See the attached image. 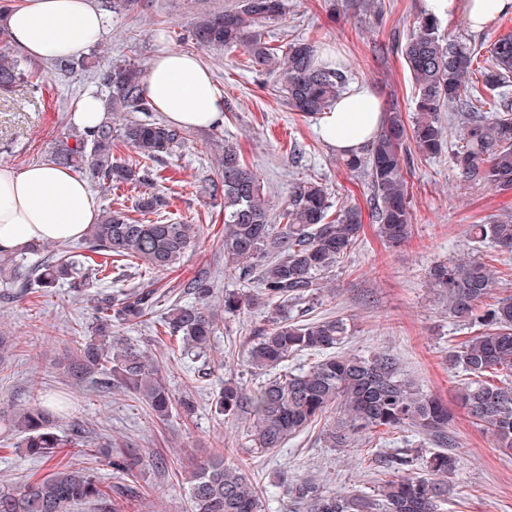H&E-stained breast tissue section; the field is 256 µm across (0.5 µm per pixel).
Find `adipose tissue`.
Here are the masks:
<instances>
[{
  "mask_svg": "<svg viewBox=\"0 0 512 512\" xmlns=\"http://www.w3.org/2000/svg\"><path fill=\"white\" fill-rule=\"evenodd\" d=\"M426 13L443 19L462 14L481 31L512 11V0H424ZM105 14L92 0H15L0 14V28L30 58L71 57L93 47L105 28ZM145 85L156 111L179 127H211L222 122L224 97L209 70L187 52H164L151 62ZM382 112L373 88L351 84L332 109L320 114L321 140L339 154L360 152L381 127ZM99 217L85 179L51 162L22 169L0 166V249L20 250L43 241L81 238Z\"/></svg>",
  "mask_w": 512,
  "mask_h": 512,
  "instance_id": "ef3b65f1",
  "label": "adipose tissue"
}]
</instances>
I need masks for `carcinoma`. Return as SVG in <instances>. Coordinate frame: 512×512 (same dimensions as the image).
<instances>
[{
	"label": "carcinoma",
	"instance_id": "carcinoma-1",
	"mask_svg": "<svg viewBox=\"0 0 512 512\" xmlns=\"http://www.w3.org/2000/svg\"><path fill=\"white\" fill-rule=\"evenodd\" d=\"M287 0H240L231 9L196 17L189 36L204 47H241L252 66L275 78L291 111L303 117L319 115L336 103L348 83L344 62L321 57L313 39H293L281 45L265 37L260 27L286 15ZM401 56L416 87V117L407 127L394 107L383 110L380 130L360 154L342 157L347 170L367 177L369 209L379 236L398 245L411 235L408 190L412 151L438 154L447 143L441 113H460L459 146L454 162L469 182L497 191H512V35L494 42L488 56L442 36L438 21L426 14L416 18L401 47ZM33 72L18 53L0 51V96H8ZM110 112H121L119 124L103 121L83 131L74 146L55 151L53 163L85 170L109 188L145 181L149 161L170 156L186 145L185 133L152 117L144 70L131 60H119L99 75ZM492 115H487V112ZM119 140L133 156L112 158ZM224 199V270L243 278L256 276L260 295L275 306V317L254 329L246 362L272 376L247 389L226 381L213 392L215 412L227 419L252 417L246 446L272 451L306 430L331 409L337 420L327 427L330 448H345L354 435L372 441L396 429L424 434L440 443L421 458L419 471L384 481L372 496L326 494L314 479L295 484L292 492L308 512H439L448 497V479L457 458L446 438L452 419L448 406L416 389L394 357L343 354L345 324L330 317L293 322L288 309L315 299L328 274L351 252L364 229L361 208L341 206L330 217L332 201L316 180L294 184L288 205L272 216L256 171L246 165L236 147L224 145L220 183L208 186ZM167 198L144 191L137 199L142 215H160ZM200 232L197 224L143 220L135 222L119 210L105 212L89 226L83 240L61 246L33 244L24 252L0 251V281L17 297L32 288L49 291L66 286L92 302V318L80 347L64 365L72 383L95 391L117 389L133 395L165 420L174 402L193 410L191 393L177 399L163 369L147 350L112 335V323L138 325L152 314L153 289L128 293L100 292L102 266L87 264L85 253L110 259L115 276L137 267L164 273L180 262ZM473 249L487 243L512 252V220L472 224ZM433 287L448 297V316L474 331L448 349V368L462 375L458 398L476 425L490 432L500 447L512 450V294L495 296L498 276L476 258L442 261L429 272ZM193 296L190 304H173L162 319L164 333L178 341L180 353L207 358L216 326L208 303L214 286L205 272L181 284ZM255 301L246 292H224V313L236 316ZM307 354L315 360L304 369L288 367V358ZM65 413L61 401L38 403L12 412L9 429L20 438L25 453L51 464L48 474L17 487L0 490V512H75L89 505L95 512H112V488L94 469L56 462L67 444L88 446L82 425L70 434L56 429ZM94 458L118 474L131 475L142 457L107 443L91 449ZM192 512H259L258 488L243 468L217 452L195 463L185 477Z\"/></svg>",
	"mask_w": 512,
	"mask_h": 512
}]
</instances>
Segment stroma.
<instances>
[{
  "instance_id": "obj_1",
  "label": "stroma",
  "mask_w": 512,
  "mask_h": 512,
  "mask_svg": "<svg viewBox=\"0 0 512 512\" xmlns=\"http://www.w3.org/2000/svg\"><path fill=\"white\" fill-rule=\"evenodd\" d=\"M93 2L107 12L104 34L89 50L95 69L123 59L146 67L159 52H191L209 68L224 96L220 128L186 129L185 147L148 165L153 190L170 199L167 219L201 225L194 247L172 271L157 276L139 268L121 283L126 290L156 289L162 296L154 310L159 317L174 298L171 286L199 270L208 271L215 288L212 308L217 323L210 369L207 376H200V363L158 345L152 323L114 324L115 335L156 356L173 394H192L191 416L176 408L168 421H158L145 403L127 393L92 392L68 383L62 364L82 340L78 326L90 321L86 300L65 288L1 298L0 332L14 337L17 348L8 367L0 368V411L65 392L73 406L68 417L59 420L60 431L76 421L93 442L163 457L166 470L148 463L134 471L129 483L136 492L115 498L117 512H191L183 490L184 466L188 457L216 450L251 476L259 489L261 512H306L305 505L285 489L304 477L315 479L329 493L375 494L395 474L391 457L415 453L418 437L397 431L378 445L358 438L350 447L330 448L323 439L335 418L330 412L284 447L254 454L242 446L247 418L227 420L215 413L211 392L220 383L232 380L248 388L259 383V375L250 372L242 359L254 329L267 322L273 309L259 303L236 316L225 314V291L245 288L246 283L224 269V203L204 191L221 179L219 157L227 142L263 179L276 211L287 204L295 182L310 177L327 187L334 205L368 206L367 179L339 163L336 152L321 140L316 119L291 112L274 92L272 78L256 71L243 50L205 48L189 38L198 10L224 9L236 0H145L143 11L129 15L110 12L109 0ZM367 2L362 8L353 0H288L286 17L267 29L279 38H313L338 52L350 82L368 83L380 103L396 102L404 118L412 119L414 85L396 49L409 37L423 0ZM439 31L444 37L486 48L512 34V12L498 16L481 32L471 31L457 14L440 20ZM30 66L40 73V86L19 93L16 101H0V165L17 169L48 160L73 133L70 117L81 98L101 93L95 70L64 75L47 61L34 60ZM409 185L413 229L408 241L386 247L374 223L365 222L360 242L330 274L319 300L294 307L290 316L297 321L321 316L343 320L348 328L343 352L393 355L421 391L448 405L453 414L448 435L456 445L458 468L440 512H512V455L504 454L457 401L459 377L449 371L446 358L449 346L466 331L449 318L447 298L429 283V271L437 262L470 257V225L512 215V192L465 181L448 150L432 158L414 155ZM5 438L0 430V488L46 475L47 464L5 446Z\"/></svg>"
}]
</instances>
